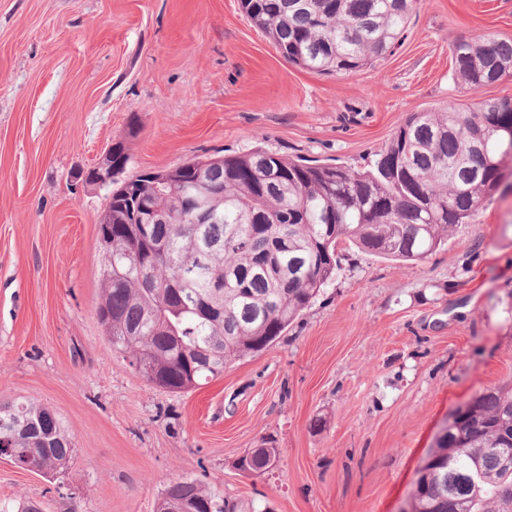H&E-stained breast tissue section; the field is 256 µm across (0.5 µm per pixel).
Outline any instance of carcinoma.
<instances>
[{"label":"carcinoma","mask_w":512,"mask_h":512,"mask_svg":"<svg viewBox=\"0 0 512 512\" xmlns=\"http://www.w3.org/2000/svg\"><path fill=\"white\" fill-rule=\"evenodd\" d=\"M416 0H240L251 23L289 62L330 75L391 52ZM454 76L472 90L512 76V40L484 35L451 47ZM512 99L475 109L411 113L365 170L289 159L256 148L192 161L167 180L139 176L112 191L101 246L96 314L112 348L150 384L181 392L286 335L336 275L347 240L379 258L433 253L473 218L505 177ZM211 190V221L183 210L196 184ZM155 213L151 224L141 223ZM39 472L74 462L58 416L30 401L0 402V439ZM274 446L236 462L264 473ZM512 384L490 388L441 432L417 470L404 512H512ZM157 512H260L188 478L172 481Z\"/></svg>","instance_id":"obj_1"}]
</instances>
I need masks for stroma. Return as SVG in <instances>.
Returning a JSON list of instances; mask_svg holds the SVG:
<instances>
[{
  "label": "stroma",
  "instance_id": "obj_1",
  "mask_svg": "<svg viewBox=\"0 0 512 512\" xmlns=\"http://www.w3.org/2000/svg\"><path fill=\"white\" fill-rule=\"evenodd\" d=\"M488 33L512 39V0H417L392 53L320 75L240 0H0V400L75 446L56 475L0 462V512H156L179 477L271 512H402L449 416L512 384V188L418 261L340 243L286 336L169 392L98 321L111 190L77 174L120 141L127 179L257 146L365 168L409 113L512 98L453 75L452 44ZM267 441L274 468L237 469Z\"/></svg>",
  "mask_w": 512,
  "mask_h": 512
}]
</instances>
